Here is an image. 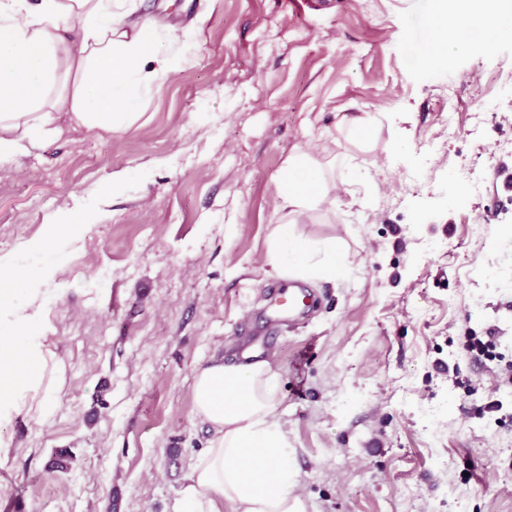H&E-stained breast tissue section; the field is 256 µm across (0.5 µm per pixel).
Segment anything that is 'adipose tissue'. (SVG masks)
<instances>
[{
	"label": "adipose tissue",
	"mask_w": 512,
	"mask_h": 512,
	"mask_svg": "<svg viewBox=\"0 0 512 512\" xmlns=\"http://www.w3.org/2000/svg\"><path fill=\"white\" fill-rule=\"evenodd\" d=\"M135 0H0V164L58 134V120L109 132L134 117L143 97L181 63L178 37L136 20ZM472 0H456L452 16L428 30L434 51H458L456 21L471 17ZM82 24L77 51L58 54L59 25ZM328 185L311 151L288 158L278 180V208L287 217L269 258L293 275L343 277L349 268L338 242L323 252L291 232L290 220L325 203ZM43 269L0 258V424L20 415L47 416L42 388L54 355L48 345V294L35 288ZM278 375L270 361H216L197 370L196 418L210 426L208 448L191 464L174 512H307L292 467L287 426L279 414Z\"/></svg>",
	"instance_id": "obj_1"
}]
</instances>
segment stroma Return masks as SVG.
I'll return each mask as SVG.
<instances>
[{
  "instance_id": "stroma-1",
  "label": "stroma",
  "mask_w": 512,
  "mask_h": 512,
  "mask_svg": "<svg viewBox=\"0 0 512 512\" xmlns=\"http://www.w3.org/2000/svg\"><path fill=\"white\" fill-rule=\"evenodd\" d=\"M498 8L507 32L468 22L426 64L454 0H138V19L191 31L182 66L122 129L68 127L0 167V255L61 269L43 282L54 408L0 425V512H171L212 437L196 371L240 361L266 285L292 280L268 253L277 180L306 149L349 190L293 232L340 242L350 269L312 281L317 312L266 354L309 512H512V0ZM367 115L376 151L340 126ZM462 173L480 187L459 206ZM68 214L75 238L30 249Z\"/></svg>"
}]
</instances>
